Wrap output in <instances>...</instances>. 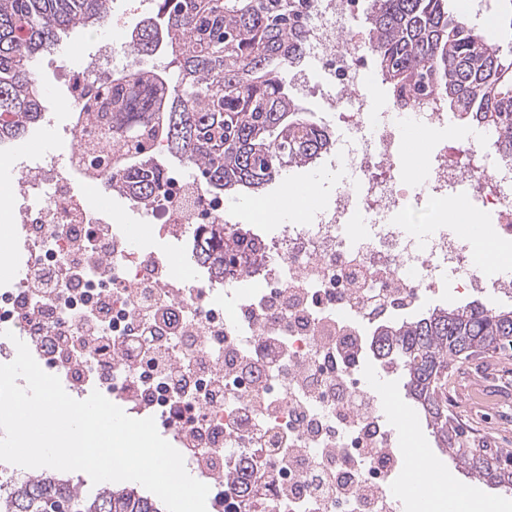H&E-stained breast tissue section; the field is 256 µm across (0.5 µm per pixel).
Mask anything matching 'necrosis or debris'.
Returning <instances> with one entry per match:
<instances>
[{
    "instance_id": "necrosis-or-debris-1",
    "label": "necrosis or debris",
    "mask_w": 512,
    "mask_h": 512,
    "mask_svg": "<svg viewBox=\"0 0 512 512\" xmlns=\"http://www.w3.org/2000/svg\"><path fill=\"white\" fill-rule=\"evenodd\" d=\"M355 4L309 0L311 60L290 76L341 122L344 139L317 165L347 177L273 235L251 232L256 251L224 271L240 287L233 316L214 301L215 283L176 277L132 246L110 210L74 195L66 174L82 173L78 153L63 172L50 158L20 164L21 194L0 200V220L20 225L27 252L24 275L0 291V331L29 339L72 392L100 388L158 415L185 462L220 491L224 512H397L395 437L377 390L356 374L375 315L412 306L444 268L474 291L512 292L485 274L464 235L391 223L461 189L511 237L512 161L475 127L456 160L429 154L420 184L404 187V126H447L448 109L434 97L372 123L359 81L363 37L349 25ZM162 182L163 200L148 208L162 235L223 222V196L188 181L183 167H166ZM246 466L259 477L253 498L230 481Z\"/></svg>"
}]
</instances>
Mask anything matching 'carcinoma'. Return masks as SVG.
Instances as JSON below:
<instances>
[{"instance_id": "1", "label": "carcinoma", "mask_w": 512, "mask_h": 512, "mask_svg": "<svg viewBox=\"0 0 512 512\" xmlns=\"http://www.w3.org/2000/svg\"><path fill=\"white\" fill-rule=\"evenodd\" d=\"M306 0H158L156 14L132 30L141 66L112 77L115 154L106 188L143 206L161 200L167 161L194 168L209 192H257L288 168L314 163L330 145L326 127L299 103L288 79L302 62ZM111 0H0V144L43 122L36 60L72 32L103 25ZM365 48L396 102L432 96L469 125L497 136L512 160V42L487 41L451 0H373ZM164 53L177 78L152 61ZM190 261L224 278V263L245 252V238L212 224L188 231ZM374 357L400 368L406 394L423 412L438 447L471 477L512 490V452L475 447L448 415V380L476 357L512 351V310L472 302L438 308L374 330ZM0 512H163L135 488L88 491L63 471L31 472L0 492Z\"/></svg>"}]
</instances>
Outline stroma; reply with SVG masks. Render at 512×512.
<instances>
[{
	"label": "stroma",
	"instance_id": "stroma-1",
	"mask_svg": "<svg viewBox=\"0 0 512 512\" xmlns=\"http://www.w3.org/2000/svg\"><path fill=\"white\" fill-rule=\"evenodd\" d=\"M156 0H112V14L100 29L70 36L58 50L39 57L37 75L48 105L47 124L33 129L29 134L0 147V156L17 161L39 160L53 157L66 162L74 147L72 138V103L66 88L58 78L57 61H64L73 70L84 69L88 61L98 54L101 44L111 42L116 26L132 29L142 17L155 13ZM289 185H315L320 197L334 195L341 187V178L333 172H319L312 167L290 169L282 181L272 183L262 190L260 198L277 202L284 188ZM76 193L85 194L91 205L111 210L120 224H142L150 234L143 248L156 252L171 262H185L188 254L187 239L160 237L156 224L150 223L146 212L133 211L127 199L107 189L85 190L81 179H74ZM360 373L374 384L380 385L381 401L391 403L405 420L404 433L398 434L399 447L413 445L433 463L431 469L421 472L411 487L412 494L422 490L441 491V479L446 475L455 478V495L448 500L447 512H463L461 495L478 491L483 512H512V493L475 481L457 469L447 455L437 448L425 419L415 404L407 399L401 388L400 373L384 372L381 363L373 356H366ZM454 397L453 415L464 426L492 430L500 439L501 447L512 451V355L494 364L474 359L461 366L448 383Z\"/></svg>",
	"mask_w": 512,
	"mask_h": 512
}]
</instances>
